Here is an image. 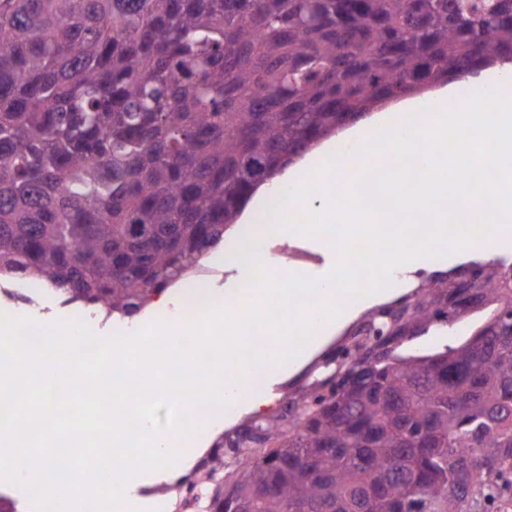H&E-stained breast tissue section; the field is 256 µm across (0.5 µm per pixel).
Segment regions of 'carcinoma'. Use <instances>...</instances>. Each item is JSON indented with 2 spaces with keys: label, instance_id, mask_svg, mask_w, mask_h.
Masks as SVG:
<instances>
[{
  "label": "carcinoma",
  "instance_id": "1",
  "mask_svg": "<svg viewBox=\"0 0 512 512\" xmlns=\"http://www.w3.org/2000/svg\"><path fill=\"white\" fill-rule=\"evenodd\" d=\"M505 61L512 0H0V278L132 318L315 143ZM363 328L238 434L229 487L216 445L206 512H512V263ZM482 318V315L469 317V321L459 323L451 328L448 324L444 326L433 325L430 329L407 342L405 349L409 353L431 354L445 350L447 347H456L461 344L474 330L475 324Z\"/></svg>",
  "mask_w": 512,
  "mask_h": 512
}]
</instances>
